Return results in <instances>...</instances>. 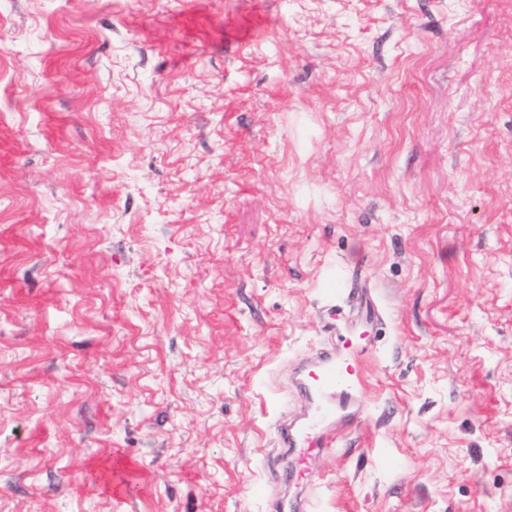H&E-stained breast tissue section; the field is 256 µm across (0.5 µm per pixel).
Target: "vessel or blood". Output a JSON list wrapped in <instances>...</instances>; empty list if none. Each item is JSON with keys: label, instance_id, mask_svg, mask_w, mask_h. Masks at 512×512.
Here are the masks:
<instances>
[{"label": "vessel or blood", "instance_id": "1", "mask_svg": "<svg viewBox=\"0 0 512 512\" xmlns=\"http://www.w3.org/2000/svg\"><path fill=\"white\" fill-rule=\"evenodd\" d=\"M365 381L357 365V350L345 343L343 352L322 351L313 369L299 381L298 389L309 410L298 422L278 430L282 447L294 457V466L284 474L288 484L303 483L312 458L338 442L337 427L357 424L363 406Z\"/></svg>", "mask_w": 512, "mask_h": 512}]
</instances>
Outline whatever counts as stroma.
I'll return each mask as SVG.
<instances>
[{"label":"stroma","instance_id":"obj_1","mask_svg":"<svg viewBox=\"0 0 512 512\" xmlns=\"http://www.w3.org/2000/svg\"><path fill=\"white\" fill-rule=\"evenodd\" d=\"M364 334L314 512H512V0H0V512H270ZM356 356L355 345L349 339L340 354L330 349L322 351L313 369L302 375L298 389L309 411L297 423L282 425L278 430L281 446L294 457L293 468L284 474L288 484L303 483L309 461L337 445L336 426L358 423L365 381Z\"/></svg>","mask_w":512,"mask_h":512}]
</instances>
